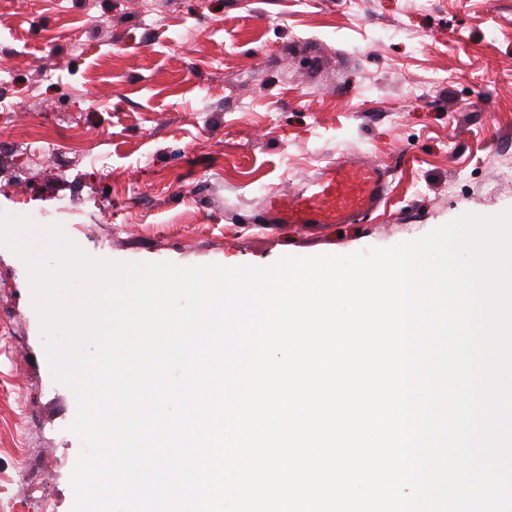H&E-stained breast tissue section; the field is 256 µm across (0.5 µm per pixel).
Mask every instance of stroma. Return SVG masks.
Here are the masks:
<instances>
[{"instance_id": "1", "label": "stroma", "mask_w": 512, "mask_h": 512, "mask_svg": "<svg viewBox=\"0 0 512 512\" xmlns=\"http://www.w3.org/2000/svg\"><path fill=\"white\" fill-rule=\"evenodd\" d=\"M161 2L0 0V212L42 227L65 198L61 226L92 257L235 268L512 208V0ZM346 157L387 168L377 212L314 234L260 223L268 189ZM76 414L26 267L0 247L8 512H73Z\"/></svg>"}]
</instances>
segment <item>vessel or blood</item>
Listing matches in <instances>:
<instances>
[{
    "label": "vessel or blood",
    "mask_w": 512,
    "mask_h": 512,
    "mask_svg": "<svg viewBox=\"0 0 512 512\" xmlns=\"http://www.w3.org/2000/svg\"><path fill=\"white\" fill-rule=\"evenodd\" d=\"M386 191V171L382 167L351 158L333 161L294 192L268 191L263 219L269 224L308 231L351 224L374 212Z\"/></svg>",
    "instance_id": "vessel-or-blood-1"
}]
</instances>
